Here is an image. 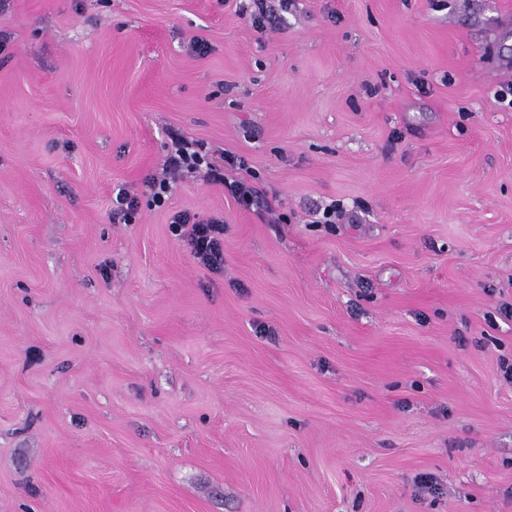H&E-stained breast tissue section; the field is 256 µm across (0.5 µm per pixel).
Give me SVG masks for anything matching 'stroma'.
<instances>
[{
  "label": "stroma",
  "instance_id": "1",
  "mask_svg": "<svg viewBox=\"0 0 512 512\" xmlns=\"http://www.w3.org/2000/svg\"><path fill=\"white\" fill-rule=\"evenodd\" d=\"M267 4L0 0V512H512V0ZM205 166L204 177L206 180L220 184L227 189L232 198L243 207H250L254 204L255 197L250 186L242 179L229 178L224 173V166H217L209 161L199 151L194 149V145L181 137L171 139V148L165 160V175L162 177L150 178L147 181L149 195L152 201L157 205H162L170 196L173 190V184L167 177V174L175 175L181 171H196ZM169 224L197 264L213 274L224 272L223 217H201L189 211H175L170 215Z\"/></svg>",
  "mask_w": 512,
  "mask_h": 512
}]
</instances>
